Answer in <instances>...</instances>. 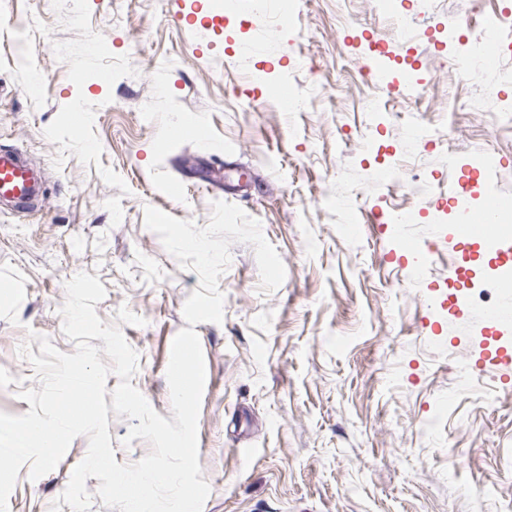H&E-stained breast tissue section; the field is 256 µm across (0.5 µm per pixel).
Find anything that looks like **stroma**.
I'll use <instances>...</instances> for the list:
<instances>
[{
  "instance_id": "stroma-1",
  "label": "stroma",
  "mask_w": 512,
  "mask_h": 512,
  "mask_svg": "<svg viewBox=\"0 0 512 512\" xmlns=\"http://www.w3.org/2000/svg\"><path fill=\"white\" fill-rule=\"evenodd\" d=\"M250 5L217 34L170 24V0H0V146L21 148L47 186L28 205H0V412L26 413L19 394L39 386L18 353L29 333L74 353L59 309L85 272L106 290L97 315L139 354L133 386L172 419L166 369L199 277L144 212L205 226L225 194L193 185L195 169L246 170L238 205L286 278L261 293L253 246L232 243L224 319L195 326L209 370L202 512H506L512 389L494 369L461 381L483 324L472 312L429 324L448 255L417 266L412 242L479 156L493 158L486 184L512 197V125L479 99L480 84L512 69V45L494 69L451 68L463 45L412 42L394 23L414 13L438 40L450 25L474 36L504 0H434L422 14L416 0H293L289 21L271 18L266 32L244 26ZM365 31L387 42L388 77L417 52V92L364 74L366 47L345 37ZM282 88L308 111H288ZM399 208L421 211L407 241L387 221ZM87 451L79 436L43 477L21 468L9 512H51Z\"/></svg>"
}]
</instances>
